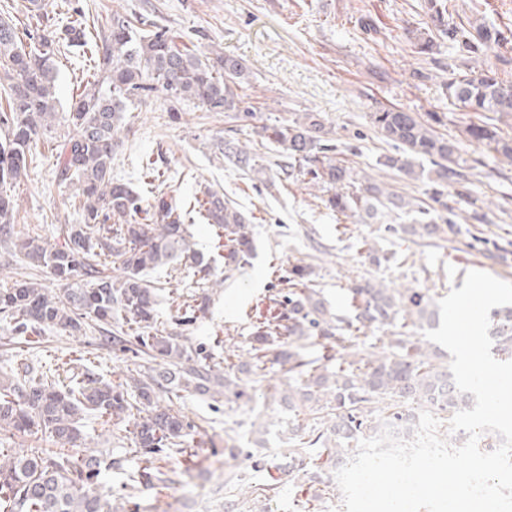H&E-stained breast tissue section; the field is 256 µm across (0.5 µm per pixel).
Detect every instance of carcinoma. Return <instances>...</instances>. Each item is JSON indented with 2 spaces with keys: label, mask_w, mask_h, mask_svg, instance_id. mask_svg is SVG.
I'll return each instance as SVG.
<instances>
[{
  "label": "carcinoma",
  "mask_w": 512,
  "mask_h": 512,
  "mask_svg": "<svg viewBox=\"0 0 512 512\" xmlns=\"http://www.w3.org/2000/svg\"><path fill=\"white\" fill-rule=\"evenodd\" d=\"M431 28L412 30L410 39L418 53L431 57L440 52V40L476 59L464 73H452L442 84L452 103L468 112H492L512 118V83L502 80L494 65L480 59L492 47L506 48L512 37L483 18L455 22L447 0H424ZM139 20L112 13L109 33L101 44L86 40L82 23L65 29L68 46L87 48L99 79L89 83L72 100L69 110L57 111L58 52L56 35L44 33L38 45L25 49L12 20L0 17V96L7 109L0 111V244L11 245L26 261L46 270L58 290L21 279L0 288V318L12 323L17 336H40L56 330L84 336L95 325L103 341L134 346L136 355L164 367L98 386L80 382L61 389L48 373L23 380L0 381V432L10 436L41 431L63 448L43 455L0 451V508L4 512H103L105 488L99 481L102 460L89 444L73 447L81 439L79 420L92 414L107 425L115 417L133 418L134 452L143 466L127 475V485L146 481L160 488L170 482L169 464L191 447L194 426L174 399L183 393L218 402L219 398L249 397L238 374L264 370L267 347L288 343L282 351L288 374L301 379L281 396L292 413L288 430V479L305 476L323 482L326 468L355 450L358 441L378 434L388 421L402 423L418 418L410 405L426 408L444 423L460 409L473 404L470 393H459L453 375L434 363L428 347L413 342L403 332L408 321L432 324L438 318L428 290L392 288L366 283L351 290L355 315L347 319L328 308L313 284V268L294 264L285 277L286 307L253 327L248 360L231 352L224 357V374L208 362L209 354L186 345L183 334L158 321V286L144 273L159 266L188 267L210 275L216 258H204L192 248L186 214L163 193L144 199L124 182L112 179V156L126 131L125 112L134 99L161 89L172 102L194 100L208 112H223L241 122H259L265 138L277 144L288 168L330 192L326 207L361 224H377L392 212L412 216L401 230L420 238L436 235L440 226L424 201L408 198L387 184L336 162V147L327 143L322 116L302 112L274 125L263 123L262 113L235 92L246 76L237 58L213 49L205 58L180 46L166 29L139 32ZM438 116L424 122L415 113L381 108L371 113V123L394 152L379 161L384 167L417 177L414 161L427 160L433 169L429 181L439 186L463 177L457 143L436 133ZM65 131L55 154L62 180L78 187L83 197V220L65 225L64 245L41 243L15 232V205L3 187L26 175L34 150L55 127ZM467 138L483 144L512 164V139L499 135L485 121L465 126ZM222 154L254 175L265 174L258 155L227 141ZM197 202L199 213L226 239L229 262L239 265L252 253L249 218L224 195L207 189ZM150 222L136 219L140 212ZM112 258L107 273L101 257ZM177 325L196 321L207 308V298L196 305L182 304ZM489 336L498 352L512 355V307L490 312ZM395 328L393 351L370 359L355 358L352 347L368 328ZM323 340V364L305 359L300 341ZM313 415V424L299 422Z\"/></svg>",
  "instance_id": "carcinoma-1"
}]
</instances>
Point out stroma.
Returning <instances> with one entry per match:
<instances>
[{
	"label": "stroma",
	"instance_id": "1",
	"mask_svg": "<svg viewBox=\"0 0 512 512\" xmlns=\"http://www.w3.org/2000/svg\"><path fill=\"white\" fill-rule=\"evenodd\" d=\"M116 10L142 18L146 28L171 30L195 53L215 47L243 60L248 74L236 91L245 101L277 120L321 113L337 160L408 197L426 199L431 184L377 167L391 147L374 131L371 112L396 105L422 117L437 113L438 133L460 149L465 179L445 187L443 195L454 209L451 226L412 242L394 231L409 223L404 214L386 224L337 218L322 204V188L289 174L275 146L254 125L203 111L192 100L171 106L160 91L132 104L125 114L128 132L112 160L113 179L144 196L152 190L168 193L183 206L208 186L252 217L253 256L245 264L220 263L211 271L223 287L203 291L200 278L188 269L148 274L162 289L160 321L171 322L177 299L209 296L205 315L186 337L212 352L216 367H223L225 350L250 348L253 323L274 315L279 279L298 262L313 267L330 310L347 318L355 314L352 287L367 280L426 288L435 300L462 287L458 273L464 268L512 282V165L463 135L470 114L443 94L442 82L466 68L467 56L445 45L430 59L408 39L407 30L425 28L429 21L422 0H48L44 23L59 33L81 13L92 41L107 32ZM366 20L373 29L363 28ZM56 61L59 97L66 104L88 80L89 61L67 46ZM229 140L265 158L263 179L219 155L218 143ZM36 153L26 175L7 190L15 202L16 229L59 243L66 225L81 220L79 199L73 186L58 179L50 144L39 145ZM362 238L377 245L385 260L374 264L361 257L353 243ZM279 352V346L269 347L262 376L243 375L249 398L216 404L185 400L182 412L198 432L190 454L173 461L174 484L163 495L146 484L134 491L125 487L126 471L139 464L126 419H113L107 429L96 417L84 416L83 434L105 460L121 462L108 472L113 506L121 512H171L175 506L181 512H224L232 497L238 512H346L341 494L324 495L314 487L300 491L281 474L288 412L279 397L292 380ZM48 362L60 364L59 380L67 385L95 378L113 382L140 365L131 353L100 343L94 331L84 336L49 332L31 345L0 320V375L20 378L25 367ZM248 451L264 460V468L250 466L244 457ZM231 472L241 473L243 482L230 494L224 478ZM254 481L278 482L279 492L254 500L248 489Z\"/></svg>",
	"mask_w": 512,
	"mask_h": 512
}]
</instances>
